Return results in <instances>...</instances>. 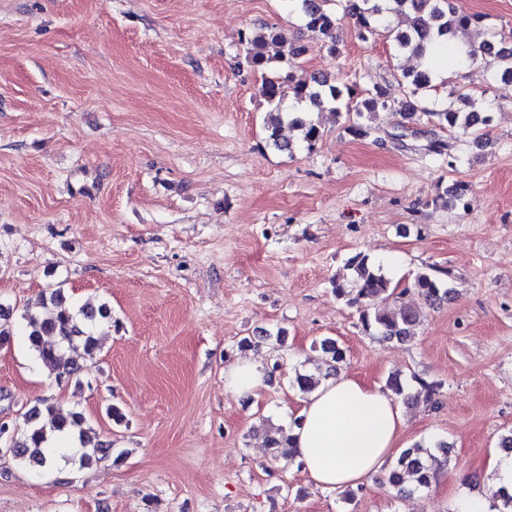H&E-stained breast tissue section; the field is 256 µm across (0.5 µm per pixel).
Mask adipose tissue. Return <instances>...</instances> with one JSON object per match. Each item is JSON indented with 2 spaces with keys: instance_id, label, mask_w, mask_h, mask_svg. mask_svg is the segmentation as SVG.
<instances>
[{
  "instance_id": "adipose-tissue-1",
  "label": "adipose tissue",
  "mask_w": 512,
  "mask_h": 512,
  "mask_svg": "<svg viewBox=\"0 0 512 512\" xmlns=\"http://www.w3.org/2000/svg\"><path fill=\"white\" fill-rule=\"evenodd\" d=\"M265 385L262 365L241 357L224 369V390L256 396ZM290 432L309 480L325 490L356 489L383 471L400 448L403 414L391 393L342 374L310 392Z\"/></svg>"
}]
</instances>
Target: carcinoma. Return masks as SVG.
<instances>
[{
    "label": "carcinoma",
    "instance_id": "cac0c4a2",
    "mask_svg": "<svg viewBox=\"0 0 512 512\" xmlns=\"http://www.w3.org/2000/svg\"><path fill=\"white\" fill-rule=\"evenodd\" d=\"M291 7L302 19L305 28L318 35L331 38L330 50H336V13L326 8L329 0H289ZM346 10L358 27L359 36L367 40L387 29L386 19L394 13L404 22V28L394 32L395 51L409 53L423 58L431 49L447 44L460 28L483 26L484 16L458 11L451 0H347ZM246 46L245 62L262 72V91L268 101L274 104L266 121V140L280 151H292L293 143L280 138L283 123L301 131L302 141L312 148L321 137V131L309 117L314 108L330 107L334 111L345 109L353 114L348 130L356 137H367L369 128L364 126V114L379 109L398 112L403 119L415 124L427 118L431 124L440 128L461 129L483 138L476 123L487 126L491 122V112L477 119V113L460 109L429 106L423 98V92L431 87L432 78L428 69L423 68L412 73H403L407 88L405 100L395 104L386 96V91L377 87L362 96L354 83L341 86L330 76L323 74L310 80H294L291 74H282L270 67L271 59L266 56L265 48L270 43L280 45L279 61L289 63L299 58L303 46L288 40L281 32L271 26H261L241 35ZM464 56L474 65L478 62L493 72L495 78L512 81V37L496 32L489 33V39L479 45L470 44L464 49ZM355 273L350 282L336 281L333 291L351 307L356 308L363 330L373 336L384 339L404 340L414 335L423 313L417 308L406 305L395 307L389 299L397 296L391 287V280L380 267H373L368 258L355 255L348 261ZM440 270L430 267L417 273L412 289L428 305L448 298L449 289L444 287L438 276ZM23 327L29 344L38 358L58 369L57 381L81 384V365L73 357H64L61 350L66 348L78 356L93 357L100 349L96 330L100 324L112 320L111 308L102 304L97 308H73L62 289L57 288L49 295H41L36 306L27 307L21 315ZM14 334L10 324V311L0 305V346L10 343ZM45 336L58 338L59 346L42 343ZM323 352L328 355L330 370L338 368L343 361V351L330 339L321 342ZM419 389L407 391L400 375L389 378L387 387L391 393L407 402L422 401L434 406L439 403L441 384L419 380ZM27 426L24 437L17 439L12 427L5 423L0 426V439L9 442L12 457L22 462L32 463L43 469H51L55 464V449L51 438H78L82 447L92 446L91 451L83 452L80 461L88 466L106 456L109 449L100 444H91L86 419L80 412H59L52 400L42 398L39 405L25 414ZM441 456L430 449L416 444L405 449L386 476V483L398 493L410 495L416 491L430 488L442 463L448 462L449 451L445 443L437 444ZM492 503L496 512H512V489L500 488L492 493Z\"/></svg>",
    "mask_w": 512,
    "mask_h": 512
}]
</instances>
